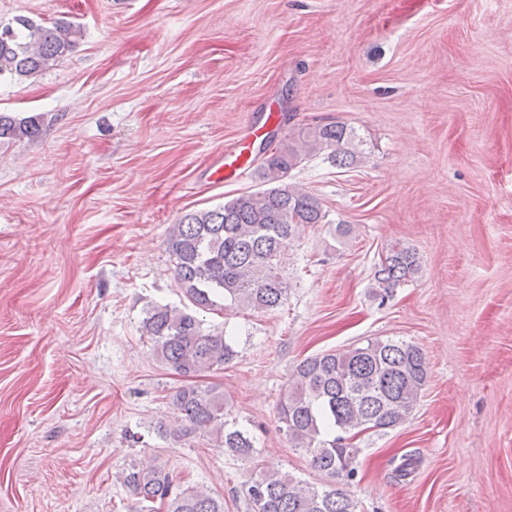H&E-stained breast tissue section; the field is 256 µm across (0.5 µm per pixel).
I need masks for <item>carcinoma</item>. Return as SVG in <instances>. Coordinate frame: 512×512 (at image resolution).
I'll use <instances>...</instances> for the list:
<instances>
[{
    "label": "carcinoma",
    "mask_w": 512,
    "mask_h": 512,
    "mask_svg": "<svg viewBox=\"0 0 512 512\" xmlns=\"http://www.w3.org/2000/svg\"><path fill=\"white\" fill-rule=\"evenodd\" d=\"M81 37L80 27L65 18L46 23L16 17L0 27V78L21 80L51 69ZM41 121L39 115L0 112V144L37 137ZM355 139L342 122L304 127L276 143L270 139V154L258 166L261 189L187 212L170 227L165 251L184 303L153 305L141 332L151 339L154 356L189 383L172 396L171 419L158 431L177 438L211 436L241 459L259 454L248 430L224 420V393L207 381L236 351L224 331L204 329L200 314L267 313L283 306L289 290L281 273L285 252L301 228L328 223V211L292 181V172L325 150L336 167L355 165ZM418 272L415 250L397 242L380 259L371 293L384 300ZM426 381L422 350L393 338L367 339L295 364L279 419L291 446L303 450L329 482L316 486L277 469H262L243 491L249 512H356V502L341 487L353 477L352 439L403 424ZM117 479L142 512H224V498L201 487L176 485L159 466L132 462Z\"/></svg>",
    "instance_id": "1"
}]
</instances>
